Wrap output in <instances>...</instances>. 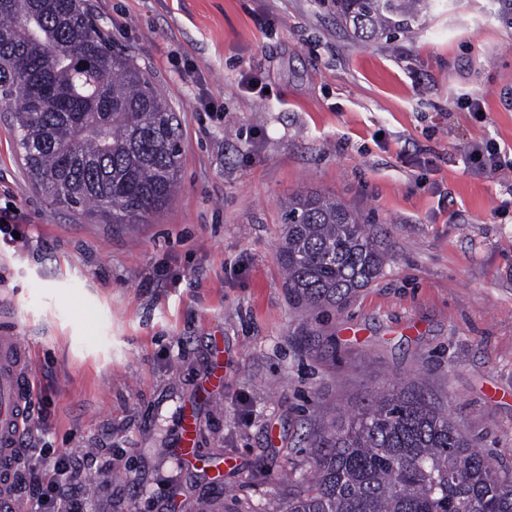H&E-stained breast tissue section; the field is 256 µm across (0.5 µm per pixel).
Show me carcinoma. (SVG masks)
I'll return each instance as SVG.
<instances>
[{"label": "carcinoma", "instance_id": "cac0c4a2", "mask_svg": "<svg viewBox=\"0 0 512 512\" xmlns=\"http://www.w3.org/2000/svg\"><path fill=\"white\" fill-rule=\"evenodd\" d=\"M362 42L418 30L436 0H331ZM0 103L31 181L66 206L143 224L178 183L179 123L153 82L107 47L85 0H0ZM288 288L334 307L384 269L376 226L335 198L284 205ZM313 474L267 512H512V475L448 412L392 387L315 437Z\"/></svg>", "mask_w": 512, "mask_h": 512}]
</instances>
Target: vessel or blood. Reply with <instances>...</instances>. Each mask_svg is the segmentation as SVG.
Wrapping results in <instances>:
<instances>
[{
	"instance_id": "vessel-or-blood-1",
	"label": "vessel or blood",
	"mask_w": 512,
	"mask_h": 512,
	"mask_svg": "<svg viewBox=\"0 0 512 512\" xmlns=\"http://www.w3.org/2000/svg\"><path fill=\"white\" fill-rule=\"evenodd\" d=\"M25 350L16 337L0 336V492L6 491L26 430Z\"/></svg>"
}]
</instances>
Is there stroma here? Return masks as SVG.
Wrapping results in <instances>:
<instances>
[{"label":"stroma","mask_w":512,"mask_h":512,"mask_svg":"<svg viewBox=\"0 0 512 512\" xmlns=\"http://www.w3.org/2000/svg\"><path fill=\"white\" fill-rule=\"evenodd\" d=\"M176 113L177 194L107 224L32 183L0 106V333L30 363L26 458L62 453L89 512H265L307 478L321 419L395 385L512 470V26L439 0L361 43L320 0H85ZM481 101L483 117L462 110ZM306 187L380 225L391 259L342 304L288 286ZM192 455L181 452L185 418Z\"/></svg>","instance_id":"35a3bbf8"}]
</instances>
